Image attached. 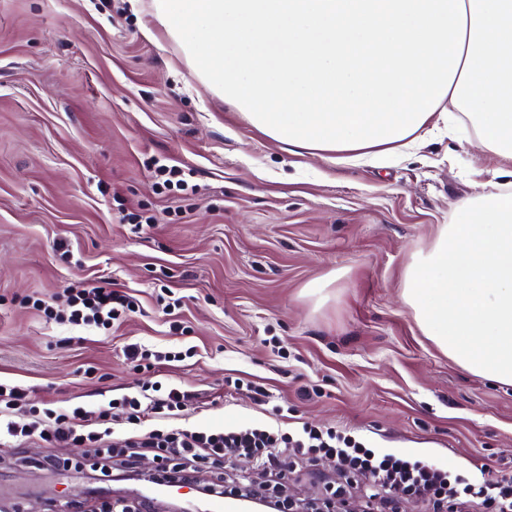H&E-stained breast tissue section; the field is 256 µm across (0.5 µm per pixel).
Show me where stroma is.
Masks as SVG:
<instances>
[{
    "label": "stroma",
    "instance_id": "obj_1",
    "mask_svg": "<svg viewBox=\"0 0 512 512\" xmlns=\"http://www.w3.org/2000/svg\"><path fill=\"white\" fill-rule=\"evenodd\" d=\"M151 0H0V381L41 407L97 417L149 381L126 344L193 349L174 383L206 409L189 426L273 423L267 387L289 422L350 431L373 446L471 473L512 462V385L475 376L441 352L401 299L413 254L459 205L512 193L495 157L449 114L448 127L386 168L288 150L197 81ZM189 172L160 191L155 165ZM155 217L134 229L125 216ZM137 300L110 331L59 325L67 290L100 279ZM328 281L323 296L309 285ZM169 286L183 306L162 312ZM40 444L0 455V492L18 512H51L78 488L87 512L127 497L125 468L82 447ZM276 475L247 457L198 465L201 485L250 478L297 500L342 490L364 499L339 463L301 469L279 451Z\"/></svg>",
    "mask_w": 512,
    "mask_h": 512
}]
</instances>
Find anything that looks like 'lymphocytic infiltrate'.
Here are the masks:
<instances>
[{
    "instance_id": "obj_1",
    "label": "lymphocytic infiltrate",
    "mask_w": 512,
    "mask_h": 512,
    "mask_svg": "<svg viewBox=\"0 0 512 512\" xmlns=\"http://www.w3.org/2000/svg\"><path fill=\"white\" fill-rule=\"evenodd\" d=\"M68 311L48 302L40 307L47 318L58 324L107 327L135 313L130 294L110 282L82 286L68 291ZM189 395L174 384L152 382L149 388L125 394L101 410L98 430H88L83 407H60L35 411L32 418L15 420L14 410L30 405V391L19 385L0 382V446L17 447L39 441L49 448L86 444L107 458H120L126 468H134L143 453H152L158 466H165L169 454L185 460L220 461L226 455H246L262 470H274L275 450L288 448L298 460L320 457L337 460L349 475L363 479L369 500L388 504L389 496L401 493L431 506L432 512H466L472 505L486 512H512V478L481 474L469 476L444 469L404 454L388 452L356 437L331 430L302 425L294 432L264 426L175 427L166 428L187 409ZM120 410L128 435L119 447L103 445V425L112 421V410Z\"/></svg>"
}]
</instances>
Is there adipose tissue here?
Wrapping results in <instances>:
<instances>
[{
  "mask_svg": "<svg viewBox=\"0 0 512 512\" xmlns=\"http://www.w3.org/2000/svg\"><path fill=\"white\" fill-rule=\"evenodd\" d=\"M195 77L269 138L383 160L464 106L512 176V0H152Z\"/></svg>",
  "mask_w": 512,
  "mask_h": 512,
  "instance_id": "ef3b65f1",
  "label": "adipose tissue"
}]
</instances>
